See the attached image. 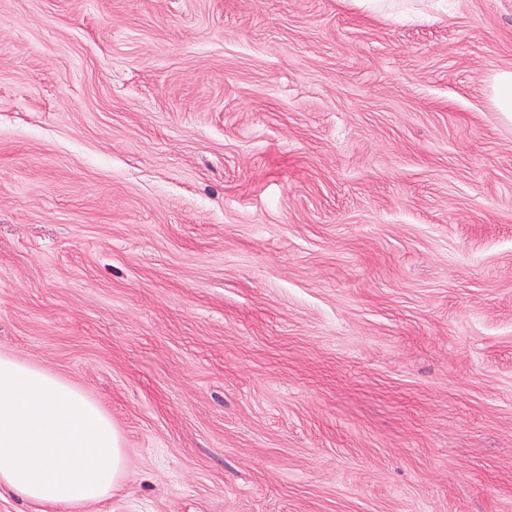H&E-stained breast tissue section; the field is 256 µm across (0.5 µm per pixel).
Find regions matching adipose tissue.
Wrapping results in <instances>:
<instances>
[{
    "label": "adipose tissue",
    "mask_w": 512,
    "mask_h": 512,
    "mask_svg": "<svg viewBox=\"0 0 512 512\" xmlns=\"http://www.w3.org/2000/svg\"><path fill=\"white\" fill-rule=\"evenodd\" d=\"M125 478L109 417L73 384L0 356V490L50 512H83Z\"/></svg>",
    "instance_id": "ef3b65f1"
}]
</instances>
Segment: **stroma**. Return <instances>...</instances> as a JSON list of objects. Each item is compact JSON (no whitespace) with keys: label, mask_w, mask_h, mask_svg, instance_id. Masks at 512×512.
<instances>
[{"label":"stroma","mask_w":512,"mask_h":512,"mask_svg":"<svg viewBox=\"0 0 512 512\" xmlns=\"http://www.w3.org/2000/svg\"><path fill=\"white\" fill-rule=\"evenodd\" d=\"M0 0V355L107 414L84 512H512V0ZM493 100L501 112H512V71H497L492 77Z\"/></svg>","instance_id":"35a3bbf8"}]
</instances>
